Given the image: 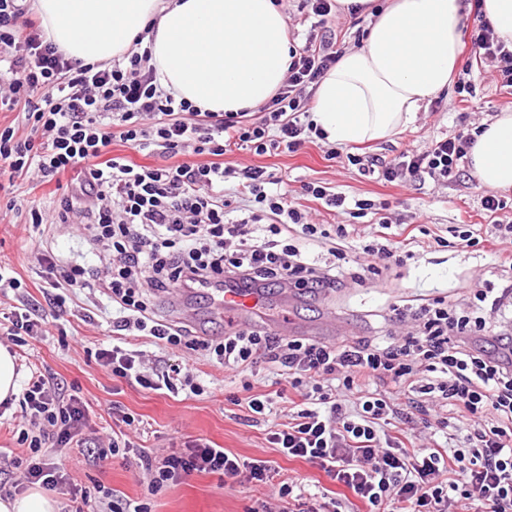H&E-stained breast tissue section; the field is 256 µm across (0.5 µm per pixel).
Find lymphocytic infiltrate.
<instances>
[{"instance_id": "1", "label": "lymphocytic infiltrate", "mask_w": 512, "mask_h": 512, "mask_svg": "<svg viewBox=\"0 0 512 512\" xmlns=\"http://www.w3.org/2000/svg\"><path fill=\"white\" fill-rule=\"evenodd\" d=\"M332 7V0H301L312 31L290 50L283 86L255 111L218 113L198 111L161 89L149 49L104 64L70 59L44 40L26 0H0V112L22 116L21 126H0V192L8 194L13 211L17 178L58 181L52 208H29V223L82 226L100 264L63 270L52 252L43 251L37 258L41 292L62 312L83 291L101 290L118 315L111 346L97 349L95 359L113 376L146 389L202 394L189 364L149 370L136 347L142 338L161 350L187 348L241 374L265 358L283 372L284 383L256 394L244 382L248 410L263 416L282 402L295 407L269 443L285 457L317 464L372 512H469L472 504L482 512H512V256L498 259L506 285L467 289L463 304L437 297L416 306L391 305V322H410L414 329L400 338L386 333L375 343L344 338L330 344L253 327L209 338L163 319L153 307L157 294L176 288L199 293L216 282L333 292L381 275L378 260L400 266L412 258L409 241L394 239L388 216H379L378 231L361 244L357 228L339 224L330 230L309 222L289 203L281 178L264 167L237 169L222 162L234 148L259 156L278 149L292 153L318 134L307 104L343 53L331 26ZM472 55L492 63L502 86L512 87V48L497 39L487 20L479 22ZM116 139L159 157V164L110 155ZM473 142L466 127L388 162L345 157L362 175L385 182L448 184L461 174ZM188 152L197 162H179ZM65 174L70 182H62ZM228 185L230 199L224 194ZM303 240L325 245L331 262L317 264L300 248ZM0 288L18 293L5 335L24 345L47 319L23 295L22 282L2 268ZM385 378L393 390L370 389L371 381ZM18 405L12 422L19 443L30 451L27 483L68 496L71 512H145L141 505L112 500L107 490V507L99 509L90 491L43 460L44 445L57 452L84 445L87 405L78 391H64L35 370ZM444 407L459 410L468 422L462 445L449 446L444 417L430 445H416L412 412ZM106 413L116 429L90 458L98 463L136 455L151 490L204 472L273 486L279 512H340L336 499L295 492L271 461L243 459L202 438L151 455L126 433L134 417L115 405Z\"/></svg>"}]
</instances>
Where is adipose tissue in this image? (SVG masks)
<instances>
[{
  "instance_id": "obj_1",
  "label": "adipose tissue",
  "mask_w": 512,
  "mask_h": 512,
  "mask_svg": "<svg viewBox=\"0 0 512 512\" xmlns=\"http://www.w3.org/2000/svg\"><path fill=\"white\" fill-rule=\"evenodd\" d=\"M362 8L367 35L314 92L313 120L329 143L393 137L447 89L468 10L462 0H337ZM41 28L68 57L97 63L135 41L152 50L157 81L204 112L266 103L288 72L287 18L273 0H35ZM481 185L512 188V111L481 125L468 155Z\"/></svg>"
}]
</instances>
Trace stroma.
I'll return each instance as SVG.
<instances>
[{
  "label": "stroma",
  "mask_w": 512,
  "mask_h": 512,
  "mask_svg": "<svg viewBox=\"0 0 512 512\" xmlns=\"http://www.w3.org/2000/svg\"><path fill=\"white\" fill-rule=\"evenodd\" d=\"M470 79L475 87L472 98L463 101L453 90H446L439 101L426 103L405 131L389 140L346 145L347 154L377 155L389 161L406 151L424 150L436 136L458 131L459 115L479 124L512 109V89L500 86L490 63L473 66ZM326 150V143L316 139L293 153L274 151L257 156L236 150L225 154L224 161L238 168L263 166L282 177L289 201L303 205L313 220L322 224H347L351 218L345 211H329L310 201L301 189L303 183L319 182L348 197L385 204L387 216L402 234L421 224L431 235L447 238L455 226L478 224L483 240L475 247L416 248L414 257L392 281L369 280L329 294L268 288L265 309L246 317L245 325H269L285 312L296 321L300 336L333 341L328 325L333 318L341 325L343 337L370 340L379 335V314L389 305L436 296L454 301L461 298L462 286L480 288L490 280V255L503 245L494 234L492 219L481 208L483 189L472 171H464L457 182L445 186L430 180L420 186L385 183L360 175L345 157L328 158ZM45 249L64 265L98 262L96 250L82 232L70 227L33 229L0 202V266L12 270L29 292H36L41 285L36 255ZM156 311L166 317L178 312L198 333L224 334V319L213 314L209 294L182 298L177 307L165 295L157 300ZM110 321V316L96 308L85 322L63 317L51 320L50 335L28 341L38 356L40 371L57 378L64 387L79 388L92 407L119 404L135 419L132 440L148 451L159 453L181 446L186 437H201L243 458L276 461L283 477L301 482L310 491L329 496L339 493V485L318 465L281 456L269 443V433L287 423L292 413L288 404H280L277 414L260 419L233 404V397L245 395L242 376L200 361L189 350L180 352L179 358L196 365L204 387L199 396L145 389L103 370L93 353L106 341ZM48 459L58 464L72 483L89 489L103 485L114 498L142 504L148 512H254L270 493L262 484L226 482L218 475L196 472L152 492L134 458L118 455L96 466L89 462L86 449L74 448L63 455L49 454Z\"/></svg>",
  "instance_id": "35a3bbf8"
}]
</instances>
